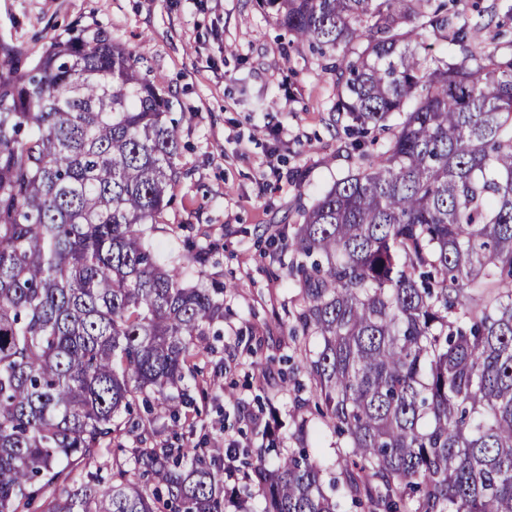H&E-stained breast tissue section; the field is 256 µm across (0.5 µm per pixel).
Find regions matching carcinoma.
Instances as JSON below:
<instances>
[{"mask_svg": "<svg viewBox=\"0 0 512 512\" xmlns=\"http://www.w3.org/2000/svg\"><path fill=\"white\" fill-rule=\"evenodd\" d=\"M259 2L326 60L355 137L264 254L299 288L310 399L346 449L330 493L274 436L238 449L242 479L263 512H340V490L368 512H512V52L436 0ZM170 113L102 29L29 67L0 45V512H246L223 458L156 441L227 289L150 244L183 175ZM126 435L153 446L112 455L108 486L77 479Z\"/></svg>", "mask_w": 512, "mask_h": 512, "instance_id": "1", "label": "carcinoma"}]
</instances>
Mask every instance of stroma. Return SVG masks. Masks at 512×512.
<instances>
[{"instance_id": "stroma-1", "label": "stroma", "mask_w": 512, "mask_h": 512, "mask_svg": "<svg viewBox=\"0 0 512 512\" xmlns=\"http://www.w3.org/2000/svg\"><path fill=\"white\" fill-rule=\"evenodd\" d=\"M512 0H450L480 39L512 44ZM98 26L132 49L143 73L168 96L183 146V176L152 235L163 263L184 268L187 283H227L220 333L198 361L214 384L202 399L186 380L185 412L195 423L176 442L227 446L254 438L251 415L276 410L283 445L295 447L289 418L295 393L281 375L305 380L316 337L289 333L298 290L262 253L276 229L298 222L352 163L341 147L342 124L331 106L333 74L307 46L292 45L256 0H0V43L36 59L73 27ZM211 248L205 265L190 262L191 242ZM306 445L335 472L345 446L314 406H307Z\"/></svg>"}]
</instances>
